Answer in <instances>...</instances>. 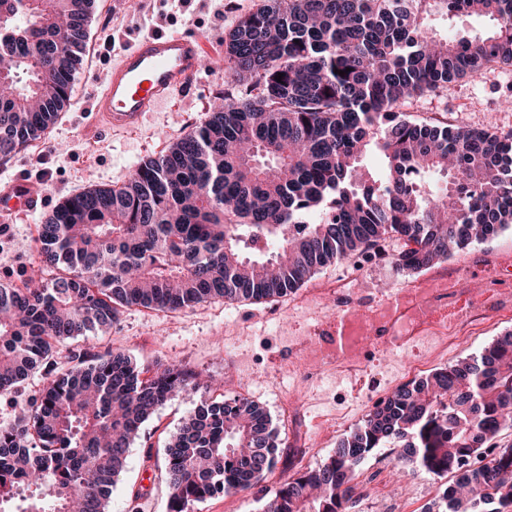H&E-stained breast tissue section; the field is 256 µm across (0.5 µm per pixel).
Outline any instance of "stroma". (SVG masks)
Returning a JSON list of instances; mask_svg holds the SVG:
<instances>
[{"instance_id": "1", "label": "stroma", "mask_w": 512, "mask_h": 512, "mask_svg": "<svg viewBox=\"0 0 512 512\" xmlns=\"http://www.w3.org/2000/svg\"><path fill=\"white\" fill-rule=\"evenodd\" d=\"M143 9L129 14L112 9L110 0H94L88 41L92 58L83 59L75 73L72 96L45 140L43 153L17 151L0 161V178L22 172L38 179L45 192V210H54L64 198L92 185L118 186L142 159L154 157L175 143L204 118L222 91L225 80L224 39L238 19L262 0H142ZM191 29L210 46L206 70L198 83L175 93L162 110L147 113L134 133H114L98 125L87 112V100L102 73L119 60L122 47L141 34ZM512 93V66H504L453 83L441 96L415 99L406 109L408 119L445 122L492 132L512 130V110L500 107L501 95ZM44 212L25 215L0 237V284L23 286L38 264L36 226ZM512 229L486 242L455 252L434 264L430 272L451 281L446 294L435 296V309L464 306L454 282L466 280L492 285L495 300L482 314L474 331H467L470 314L449 320L448 342L433 334L408 346L387 344L361 369L326 372L315 385H291L288 364L295 350L311 351L322 325L342 309L383 311L385 297L395 295L420 274L394 261L365 262L359 281L343 300L321 302V289L343 271V263L320 269L296 293L262 303H227L216 299L194 308L170 312L128 307L111 328L62 342L58 360L73 351L98 354L121 351L143 367L180 365L214 381L220 394H241L262 406L276 426H287L297 439H310L328 421L342 418L337 428L306 460L289 457V471L315 468L330 456L340 438L361 424L376 401L396 387L437 368L455 364L512 332ZM292 407L282 411L281 397ZM196 405L195 398L178 395L167 400L147 421L131 445L124 476L112 489L109 512H166L167 488L160 479L164 447L182 420ZM396 449L379 451L361 463L356 483L361 499L355 512H387L397 500H406L410 512H438V484L421 476H403L396 468Z\"/></svg>"}]
</instances>
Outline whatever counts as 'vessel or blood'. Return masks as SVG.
<instances>
[{
    "instance_id": "vessel-or-blood-1",
    "label": "vessel or blood",
    "mask_w": 512,
    "mask_h": 512,
    "mask_svg": "<svg viewBox=\"0 0 512 512\" xmlns=\"http://www.w3.org/2000/svg\"><path fill=\"white\" fill-rule=\"evenodd\" d=\"M205 54V44L197 35L147 33L101 75V88L92 93L89 110L108 131H137L145 113L157 111L194 81ZM43 197L35 182L21 177L1 180L0 223L10 224L19 213L36 211Z\"/></svg>"
}]
</instances>
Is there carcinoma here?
I'll list each match as a JSON object with an SVG mask.
<instances>
[{"label":"carcinoma","instance_id":"carcinoma-1","mask_svg":"<svg viewBox=\"0 0 512 512\" xmlns=\"http://www.w3.org/2000/svg\"><path fill=\"white\" fill-rule=\"evenodd\" d=\"M93 2L0 0L1 161L44 139L69 100ZM462 15L493 26L433 34L436 17ZM224 64L236 91L122 185L64 199L38 227L45 278L0 286V398L14 402L41 366L52 374L23 418L0 423V512H107L132 437L177 393L198 404L165 448L168 512L277 469L279 429L247 397L216 401L199 374L121 351L62 363L57 344L130 306L283 296L388 239L404 242L395 263L420 271L512 227V131L403 113L512 66V0H263L228 32ZM511 424L510 332L397 387L322 465L265 489L261 512H354L357 467L391 446L405 472L458 474L438 512H512V446L495 443Z\"/></svg>","mask_w":512,"mask_h":512}]
</instances>
